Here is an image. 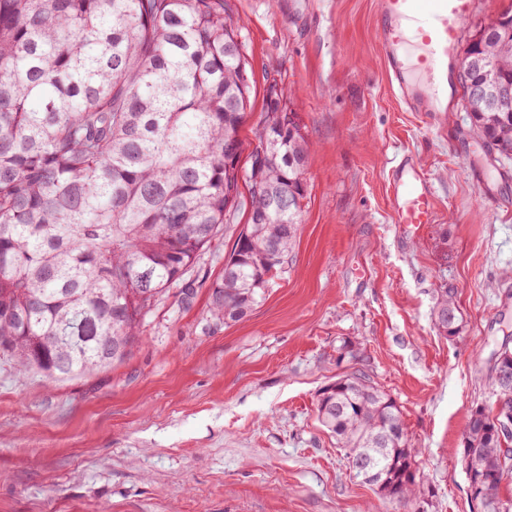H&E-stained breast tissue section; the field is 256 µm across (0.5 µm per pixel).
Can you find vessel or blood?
<instances>
[{
    "label": "vessel or blood",
    "mask_w": 512,
    "mask_h": 512,
    "mask_svg": "<svg viewBox=\"0 0 512 512\" xmlns=\"http://www.w3.org/2000/svg\"><path fill=\"white\" fill-rule=\"evenodd\" d=\"M475 5L476 0H377L374 30L387 79L406 111H447L448 76ZM391 188L394 223L417 233L434 223L432 186L413 155L395 166Z\"/></svg>",
    "instance_id": "obj_1"
}]
</instances>
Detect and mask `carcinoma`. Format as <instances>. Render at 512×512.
<instances>
[{"mask_svg":"<svg viewBox=\"0 0 512 512\" xmlns=\"http://www.w3.org/2000/svg\"><path fill=\"white\" fill-rule=\"evenodd\" d=\"M224 0H0V353L51 381L124 360L140 326L185 281L249 185L250 219L212 285L235 322L292 249L308 148L270 88L250 167L239 131L250 81ZM480 53L512 85V11ZM512 161V101L467 113ZM150 291L124 314L130 284ZM434 320L456 333V296ZM489 410L512 419V384L489 375ZM317 420L386 499L425 495L396 402L355 370L318 395ZM461 461L484 512H506L512 433L471 410Z\"/></svg>","mask_w":512,"mask_h":512,"instance_id":"carcinoma-1","label":"carcinoma"}]
</instances>
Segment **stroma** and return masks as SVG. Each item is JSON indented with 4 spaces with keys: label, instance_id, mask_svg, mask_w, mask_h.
Segmentation results:
<instances>
[{
    "label": "stroma",
    "instance_id": "1",
    "mask_svg": "<svg viewBox=\"0 0 512 512\" xmlns=\"http://www.w3.org/2000/svg\"><path fill=\"white\" fill-rule=\"evenodd\" d=\"M239 23L256 144L270 87L308 145L296 242L242 319L211 315V286L249 219L231 224L167 292L128 357L48 384L0 360V512H472L460 450L512 349V162L471 130L403 109L374 33L375 0H224ZM432 181L437 218L394 224L402 155ZM454 293L459 330L432 317ZM363 370L419 451L423 501L389 503L319 427L316 399Z\"/></svg>",
    "mask_w": 512,
    "mask_h": 512
}]
</instances>
